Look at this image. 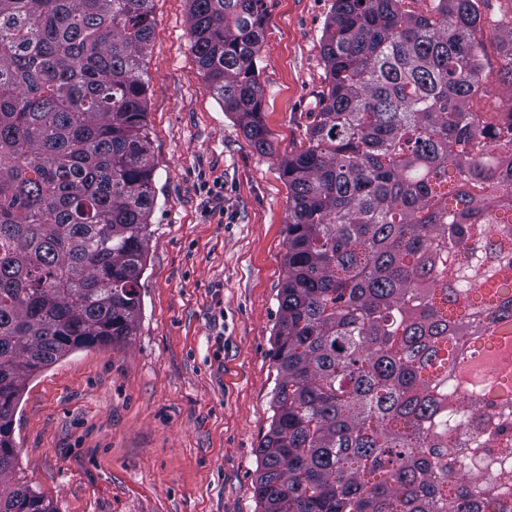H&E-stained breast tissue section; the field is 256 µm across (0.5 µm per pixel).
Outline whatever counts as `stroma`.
<instances>
[{
  "label": "stroma",
  "instance_id": "35a3bbf8",
  "mask_svg": "<svg viewBox=\"0 0 512 512\" xmlns=\"http://www.w3.org/2000/svg\"><path fill=\"white\" fill-rule=\"evenodd\" d=\"M332 0H268L259 154L191 53L186 0H153L145 58L155 164L136 336L78 348L30 378L14 416L18 468L58 512H258L256 449L268 431L288 189L327 86ZM490 81L468 108L496 121L512 0H477ZM219 183L223 197L207 194Z\"/></svg>",
  "mask_w": 512,
  "mask_h": 512
}]
</instances>
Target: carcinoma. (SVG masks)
<instances>
[{
  "instance_id": "1",
  "label": "carcinoma",
  "mask_w": 512,
  "mask_h": 512,
  "mask_svg": "<svg viewBox=\"0 0 512 512\" xmlns=\"http://www.w3.org/2000/svg\"><path fill=\"white\" fill-rule=\"evenodd\" d=\"M153 0H0V512H55L18 476L26 382L135 335L155 203L143 59ZM199 69L272 154L267 0H186ZM476 0H334L327 86L280 160L278 295L260 512H512V133L466 109L489 81Z\"/></svg>"
}]
</instances>
